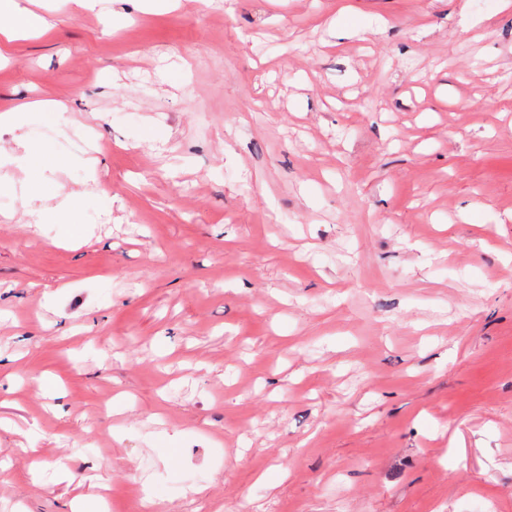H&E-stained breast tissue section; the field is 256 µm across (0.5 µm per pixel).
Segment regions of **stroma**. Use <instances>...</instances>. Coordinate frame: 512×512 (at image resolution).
<instances>
[{"label":"stroma","mask_w":512,"mask_h":512,"mask_svg":"<svg viewBox=\"0 0 512 512\" xmlns=\"http://www.w3.org/2000/svg\"><path fill=\"white\" fill-rule=\"evenodd\" d=\"M23 4L99 163L0 168V512H512V0ZM79 195L72 193L59 201L53 208L29 211L34 224H74L80 217Z\"/></svg>","instance_id":"obj_1"}]
</instances>
